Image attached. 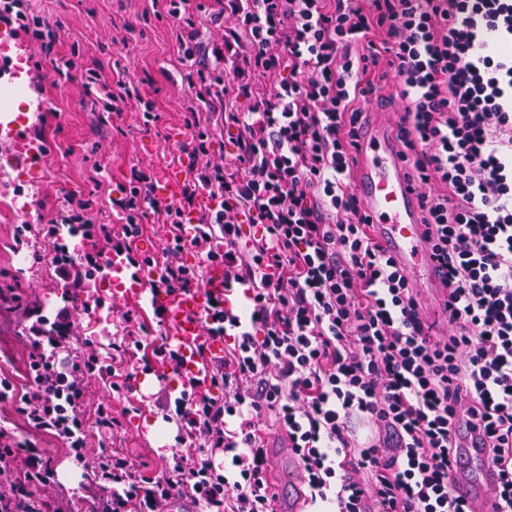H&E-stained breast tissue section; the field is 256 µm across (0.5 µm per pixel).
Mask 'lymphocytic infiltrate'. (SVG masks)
<instances>
[{
	"label": "lymphocytic infiltrate",
	"mask_w": 512,
	"mask_h": 512,
	"mask_svg": "<svg viewBox=\"0 0 512 512\" xmlns=\"http://www.w3.org/2000/svg\"><path fill=\"white\" fill-rule=\"evenodd\" d=\"M11 2L37 56L51 57L61 26ZM164 6L178 62L194 73L171 95L192 132L183 193L155 197L159 173L141 158L125 184L97 182L95 197L67 196L49 223L15 226V247L39 241L70 301L49 318L40 301L0 289V319L17 324L25 356L22 383L0 370V404L25 429L20 439L0 426V512H74L51 440L82 463L89 512H171L179 499L202 512H277L272 417L310 506L470 512L451 481L469 465L453 448L462 403L501 476L495 512H512V0H210L202 25L194 0ZM82 79L103 111L157 121L132 81L94 69ZM372 102L396 116L425 241L450 289L442 336L362 212L354 153ZM218 134L230 150L213 149ZM103 201L118 223H101ZM144 211L153 224L140 223ZM189 251L203 266L185 261ZM113 255L170 295L199 286L206 268L244 288L238 312L215 298L206 306L191 345L205 383L187 376L159 309L164 334L150 341L127 301L112 302L121 340L111 364L94 340L72 348L87 287ZM227 336L232 347L215 355ZM157 362L182 385L150 397L177 428L151 475L141 455L108 447L126 414L93 402L90 381L132 408L139 371Z\"/></svg>",
	"instance_id": "1"
}]
</instances>
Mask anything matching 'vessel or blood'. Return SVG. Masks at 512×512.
Listing matches in <instances>:
<instances>
[{"mask_svg":"<svg viewBox=\"0 0 512 512\" xmlns=\"http://www.w3.org/2000/svg\"><path fill=\"white\" fill-rule=\"evenodd\" d=\"M33 48L22 28L12 17L0 20V99L12 92L25 98L24 113L8 116L0 113V141L10 143L9 154L0 159L2 168H27L32 178L51 165L46 142L28 119L29 113L41 114L50 108L48 99L37 91L31 78L30 61ZM394 122L390 115H377L362 128L356 152L357 191L369 222L375 224L388 255L401 275L415 290L418 309L435 330H442L448 321L449 290L436 270V264L424 241L425 227L420 222L418 194L406 177V167L399 157ZM112 272L120 279L112 295L117 299H147L162 305L178 328L174 343L189 348L197 336L208 297L220 299L224 307L239 304L234 292L225 290L224 276L214 271L201 288H192L174 297L161 290H148L146 282L123 276L124 265L114 260ZM457 450L467 456L470 465L454 476V492L479 512H493L494 491L498 474L491 468L482 449L471 440L459 442Z\"/></svg>","mask_w":512,"mask_h":512,"instance_id":"vessel-or-blood-1","label":"vessel or blood"}]
</instances>
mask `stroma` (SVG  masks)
Returning <instances> with one entry per match:
<instances>
[{"mask_svg":"<svg viewBox=\"0 0 512 512\" xmlns=\"http://www.w3.org/2000/svg\"><path fill=\"white\" fill-rule=\"evenodd\" d=\"M32 10L63 28L66 44L53 57L63 68L71 51H78L84 67L123 74L137 82L155 102L159 119L145 129L101 111L80 80H73L66 96L46 89L54 109L45 124L52 170L44 175L36 204L42 215L60 207L67 195H90L100 181L123 183L137 158L153 157L163 176L181 173L180 147L191 132L172 117L168 100L169 77L178 75L175 23L166 13L144 12L137 0H32ZM127 24L128 42L112 45L113 24ZM18 204L0 196V284L19 282L22 291L36 290L46 314L63 306L68 290L46 263L35 262L30 251L13 252L11 233ZM175 428L153 407H142L127 418L120 444L140 448L151 444L150 460L168 455Z\"/></svg>","mask_w":512,"mask_h":512,"instance_id":"1","label":"stroma"}]
</instances>
